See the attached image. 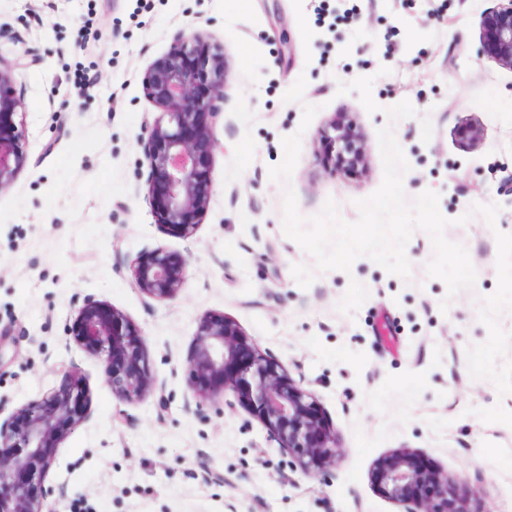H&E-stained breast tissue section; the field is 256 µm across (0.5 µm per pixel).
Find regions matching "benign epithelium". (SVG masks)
<instances>
[{"label":"benign epithelium","instance_id":"7a95c632","mask_svg":"<svg viewBox=\"0 0 512 512\" xmlns=\"http://www.w3.org/2000/svg\"><path fill=\"white\" fill-rule=\"evenodd\" d=\"M479 53L512 70V0H502L484 16ZM29 57L23 51L11 65L0 67V190L24 164L23 132L16 123L23 103L13 94L12 82L13 71L27 66ZM225 84L222 54L193 32L181 33L167 57L142 77L144 94L162 110L146 124L145 195L161 223L182 237L194 235L209 207L212 125L221 113ZM322 138L333 149V164L343 169L364 164L362 141L350 128L332 124ZM189 267L184 255L158 247L138 256L131 273L146 297L168 301L182 291ZM72 336L101 357L116 400L132 402L153 390L140 329L105 302L88 300L79 308ZM187 367L196 409L216 405L232 392L304 474L326 473L343 455L317 396L224 314L201 318ZM88 407L83 381L70 371L58 389L0 425V512H44L49 490L34 495L32 485L44 483L57 448L88 418ZM372 479L398 512H482L478 490L448 479L422 451L389 452Z\"/></svg>","mask_w":512,"mask_h":512}]
</instances>
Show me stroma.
Segmentation results:
<instances>
[{
    "label": "stroma",
    "mask_w": 512,
    "mask_h": 512,
    "mask_svg": "<svg viewBox=\"0 0 512 512\" xmlns=\"http://www.w3.org/2000/svg\"><path fill=\"white\" fill-rule=\"evenodd\" d=\"M498 0H0V56L14 73L25 163L0 190V422L77 371L90 417L62 443L45 483L52 512H396L371 479L389 451H425L479 491L485 512H512V393L472 380L466 350L497 286L496 232L512 233V71L480 56L483 15ZM224 53L228 78L212 126L213 194L196 233H169L145 196L143 126L158 109L144 71L178 32ZM88 82H74L76 72ZM409 101L415 116L390 123ZM317 106L302 126L304 105ZM346 125L365 163L335 169L321 134ZM484 127L478 144L460 126ZM393 126L408 197L432 190L477 277L448 296L428 277L429 236L414 232L411 276L366 257L301 287L312 256L286 236L284 190L269 169L301 137L291 185L310 217L334 200L345 221L383 179L378 132ZM495 204V224L472 205ZM165 248L190 261L180 295L158 302L130 263ZM137 325L156 388L118 402L99 357L69 328L85 299ZM208 312L235 321L302 375L345 450L328 476L289 467L263 424L226 393L197 408L188 351Z\"/></svg>",
    "instance_id": "1"
}]
</instances>
